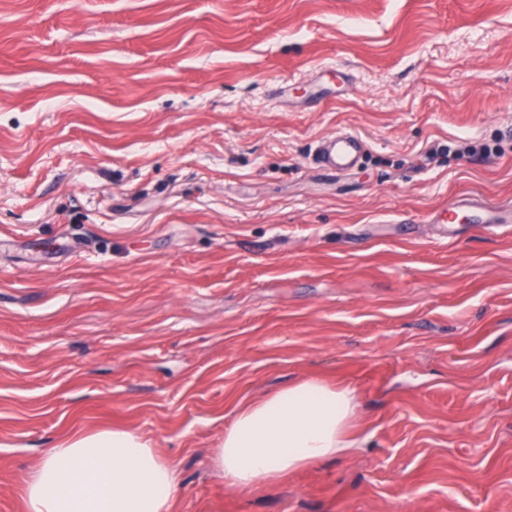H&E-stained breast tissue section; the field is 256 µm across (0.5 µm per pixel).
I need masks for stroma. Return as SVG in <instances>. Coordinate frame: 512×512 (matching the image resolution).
I'll return each instance as SVG.
<instances>
[{
  "label": "stroma",
  "mask_w": 512,
  "mask_h": 512,
  "mask_svg": "<svg viewBox=\"0 0 512 512\" xmlns=\"http://www.w3.org/2000/svg\"><path fill=\"white\" fill-rule=\"evenodd\" d=\"M464 197L512 201V0H0V512L114 428L172 512H512V229L449 239ZM309 378L360 448L225 486L236 410ZM363 152L364 142L359 136L339 131L319 141L314 164L321 171L342 174L357 166Z\"/></svg>",
  "instance_id": "stroma-1"
}]
</instances>
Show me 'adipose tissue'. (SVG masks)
I'll use <instances>...</instances> for the list:
<instances>
[{
    "label": "adipose tissue",
    "instance_id": "ef3b65f1",
    "mask_svg": "<svg viewBox=\"0 0 512 512\" xmlns=\"http://www.w3.org/2000/svg\"><path fill=\"white\" fill-rule=\"evenodd\" d=\"M354 389L304 379L239 408L217 448L225 483L269 484L354 450ZM177 469L129 429L76 432L58 440L24 483L26 512H171Z\"/></svg>",
    "mask_w": 512,
    "mask_h": 512
}]
</instances>
